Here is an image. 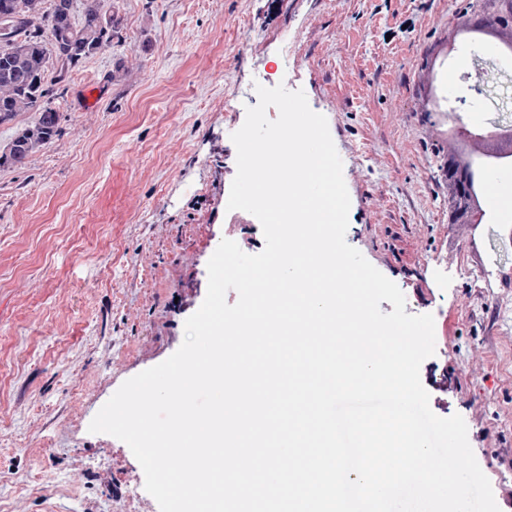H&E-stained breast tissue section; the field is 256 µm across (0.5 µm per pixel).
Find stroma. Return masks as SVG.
I'll return each mask as SVG.
<instances>
[{"label":"stroma","instance_id":"35a3bbf8","mask_svg":"<svg viewBox=\"0 0 512 512\" xmlns=\"http://www.w3.org/2000/svg\"><path fill=\"white\" fill-rule=\"evenodd\" d=\"M111 48L73 70L61 130L0 167V512H159L123 441L89 432L121 384L182 345L222 239L263 250L228 210L233 132L256 85L303 90L350 196L348 244L435 321L420 379L461 415L495 500L512 492V209L451 221L442 165L461 141L431 112L512 125V61L462 45L461 0H112ZM98 90L95 106L83 97ZM480 83L482 93L471 86ZM439 55H442L443 57L436 67V62ZM447 55L448 47H444V49H442L436 56L434 61V69L431 71L429 77V92L431 101V103H429V111L431 112H447V110L444 108V103L447 101V98L444 95L445 91L441 84V75H443L444 82H448V73L446 70L443 71Z\"/></svg>","mask_w":512,"mask_h":512}]
</instances>
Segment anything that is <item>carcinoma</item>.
Wrapping results in <instances>:
<instances>
[{"label":"carcinoma","mask_w":512,"mask_h":512,"mask_svg":"<svg viewBox=\"0 0 512 512\" xmlns=\"http://www.w3.org/2000/svg\"><path fill=\"white\" fill-rule=\"evenodd\" d=\"M74 0H0V16L11 18V37L0 40V125L24 112L37 120L19 129L0 151V167L22 168L32 155L58 135L61 113L49 103L53 88L46 72L55 70L54 84L86 59L112 46L120 19L112 0H81V21H72Z\"/></svg>","instance_id":"cac0c4a2"}]
</instances>
